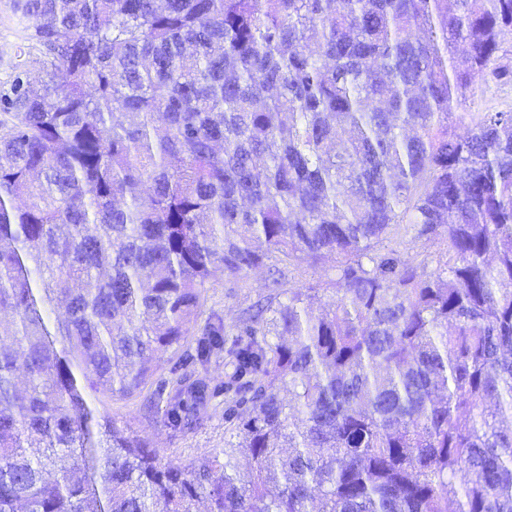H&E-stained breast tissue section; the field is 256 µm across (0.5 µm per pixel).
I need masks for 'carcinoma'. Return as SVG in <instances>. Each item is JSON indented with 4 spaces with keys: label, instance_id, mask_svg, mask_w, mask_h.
Masks as SVG:
<instances>
[{
    "label": "carcinoma",
    "instance_id": "obj_1",
    "mask_svg": "<svg viewBox=\"0 0 512 512\" xmlns=\"http://www.w3.org/2000/svg\"><path fill=\"white\" fill-rule=\"evenodd\" d=\"M13 8L0 512H512V109L470 111L512 0ZM142 393L179 436L221 401L224 448L167 459L86 400ZM235 280L231 276H224V278L221 277L215 282L212 288L208 289L204 307L206 314L214 310L225 317L227 321H231L238 313L244 295L251 296L253 300L256 299L258 294L266 291V272L263 270L250 272L243 279H240L238 284L242 288H235L236 290H232L234 292H230L229 287L232 286Z\"/></svg>",
    "mask_w": 512,
    "mask_h": 512
}]
</instances>
